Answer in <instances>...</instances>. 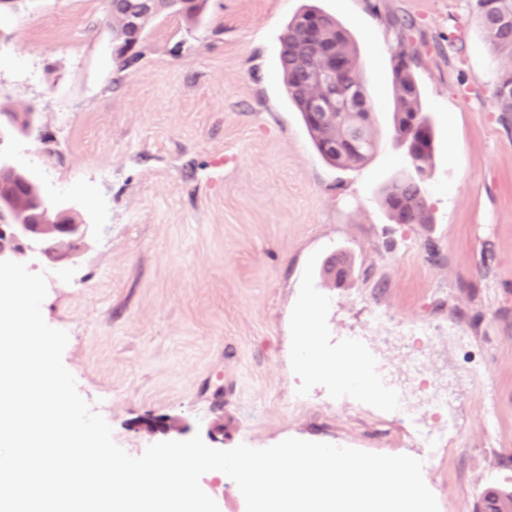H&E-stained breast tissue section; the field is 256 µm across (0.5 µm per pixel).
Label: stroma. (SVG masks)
<instances>
[{
  "label": "stroma",
  "mask_w": 512,
  "mask_h": 512,
  "mask_svg": "<svg viewBox=\"0 0 512 512\" xmlns=\"http://www.w3.org/2000/svg\"><path fill=\"white\" fill-rule=\"evenodd\" d=\"M314 5L358 52L375 150L326 164L278 70L287 23ZM434 131L427 224H395L382 188L412 171L394 128L391 17ZM107 0H14L0 16V106L34 115L13 140L41 186L80 198L91 226L74 264L37 254L45 322L69 335L63 364L132 456L168 426L225 448L287 438L419 456L415 427L335 380L310 378L359 343L370 364L403 347L372 323L433 333L429 382L451 390L447 431L423 479L439 512H475L512 484V114L474 0H207L191 24L152 26L143 58L112 59ZM346 254L341 286L323 266ZM497 421L485 429L480 404Z\"/></svg>",
  "instance_id": "stroma-1"
}]
</instances>
